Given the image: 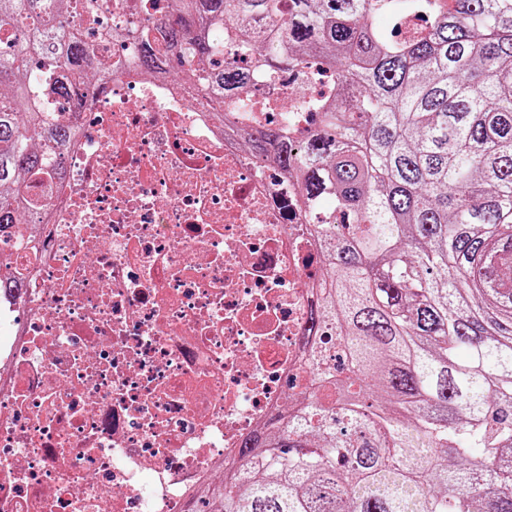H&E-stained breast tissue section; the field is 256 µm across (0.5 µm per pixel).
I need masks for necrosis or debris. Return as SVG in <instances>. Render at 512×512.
Here are the masks:
<instances>
[{"label":"necrosis or debris","instance_id":"obj_1","mask_svg":"<svg viewBox=\"0 0 512 512\" xmlns=\"http://www.w3.org/2000/svg\"><path fill=\"white\" fill-rule=\"evenodd\" d=\"M72 21L108 71L35 233L0 270V512H196L241 439L304 390L320 255L296 185L256 168L201 90L103 34L171 0Z\"/></svg>","mask_w":512,"mask_h":512}]
</instances>
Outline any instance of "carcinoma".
Segmentation results:
<instances>
[{
  "label": "carcinoma",
  "mask_w": 512,
  "mask_h": 512,
  "mask_svg": "<svg viewBox=\"0 0 512 512\" xmlns=\"http://www.w3.org/2000/svg\"><path fill=\"white\" fill-rule=\"evenodd\" d=\"M414 12L425 27L397 39L377 24ZM64 23L54 0H0V235L30 223L31 184L76 134L41 107L54 71L29 64V39L75 75L98 64ZM107 36L213 102L274 112L250 73L288 70L310 97L307 127L282 112L240 135L312 220L314 388L241 441L205 512H512V0H175ZM327 323L344 373L314 343Z\"/></svg>",
  "instance_id": "1"
}]
</instances>
